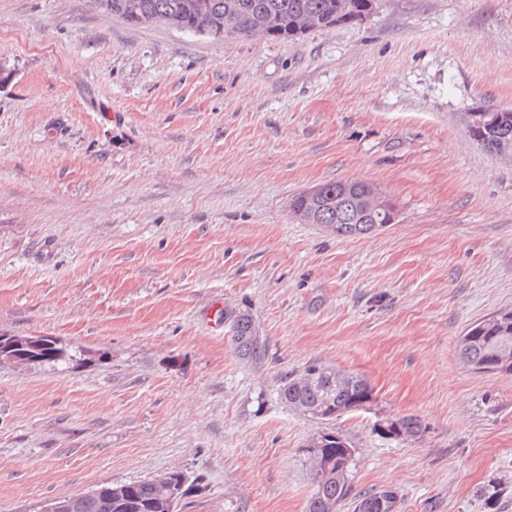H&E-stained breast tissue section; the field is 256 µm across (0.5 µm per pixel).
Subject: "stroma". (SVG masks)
I'll return each instance as SVG.
<instances>
[{
	"label": "stroma",
	"mask_w": 512,
	"mask_h": 512,
	"mask_svg": "<svg viewBox=\"0 0 512 512\" xmlns=\"http://www.w3.org/2000/svg\"><path fill=\"white\" fill-rule=\"evenodd\" d=\"M0 66V334L72 356L0 364V512L171 472L179 512H305L317 425L278 388L312 364L374 388L336 422L355 491L489 512L512 377L457 345L512 309V157L467 119L512 109V0H377L294 40L0 0ZM339 179L373 183L394 223L340 239L292 214ZM215 303L251 315L264 358ZM404 415L420 439L376 431ZM213 309L212 321L215 325H221L224 320L231 324L232 337L239 352L252 360H259L263 354L262 345L256 336L255 327L251 317L244 313H235L224 310L220 305L211 307ZM11 353L28 354L40 358L43 363H67L71 360V354L56 339L49 337L37 348L13 349Z\"/></svg>",
	"instance_id": "stroma-1"
}]
</instances>
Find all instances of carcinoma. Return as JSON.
Returning a JSON list of instances; mask_svg holds the SVG:
<instances>
[{"mask_svg": "<svg viewBox=\"0 0 512 512\" xmlns=\"http://www.w3.org/2000/svg\"><path fill=\"white\" fill-rule=\"evenodd\" d=\"M97 8L123 19L130 25L149 22L171 24L188 33L221 40L224 23L236 20V33L255 34L253 21L266 24L265 37L288 40L300 36L303 27L322 29L340 25L336 18L339 5H349V14L360 15L367 0H95ZM501 128L485 131L484 148L501 153L498 135L512 140V112H500ZM362 181H329L322 184L324 201L336 202V196L353 193ZM321 224L339 238H355L374 232L371 224L336 223V211L325 206L315 214ZM231 324L232 337L239 352L253 360L263 354L251 317L224 311ZM17 354L38 357L47 363H66L71 354L56 339L49 337L37 348L15 350ZM461 361L480 373L512 375V312L499 313L469 327L458 343ZM279 396L289 409L322 426L299 449L298 457L311 486L306 512H340L350 500L353 512H399V495L391 489L353 492L356 448L350 439L334 430L340 417L372 407L374 388L362 376L311 365L302 374L290 376L279 385ZM426 427L420 419L406 415L385 420L377 431L390 438L422 436ZM182 474L173 472L166 483L145 478L127 484H104L105 490L82 497L77 512H174L183 497Z\"/></svg>", "mask_w": 512, "mask_h": 512, "instance_id": "obj_1", "label": "carcinoma"}]
</instances>
